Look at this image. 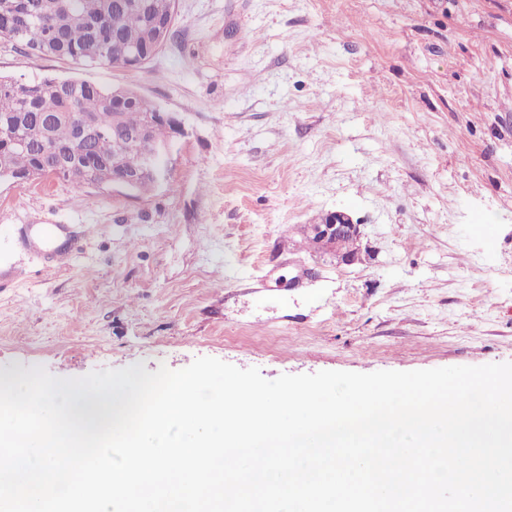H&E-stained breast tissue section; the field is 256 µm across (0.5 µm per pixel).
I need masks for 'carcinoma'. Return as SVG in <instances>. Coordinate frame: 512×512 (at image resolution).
<instances>
[{"label":"carcinoma","instance_id":"1","mask_svg":"<svg viewBox=\"0 0 512 512\" xmlns=\"http://www.w3.org/2000/svg\"><path fill=\"white\" fill-rule=\"evenodd\" d=\"M172 0H0V38L37 55L115 68L144 65L151 50L171 38ZM153 106L131 88H104L73 78L0 76V176L53 177L75 186L142 164L129 149L117 153L112 128H137ZM90 122L101 132L88 144L73 142V128ZM26 143L18 147L14 140ZM51 142L71 152L75 165L57 168Z\"/></svg>","mask_w":512,"mask_h":512}]
</instances>
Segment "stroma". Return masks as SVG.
Segmentation results:
<instances>
[{"mask_svg": "<svg viewBox=\"0 0 512 512\" xmlns=\"http://www.w3.org/2000/svg\"><path fill=\"white\" fill-rule=\"evenodd\" d=\"M128 85L179 128L146 193L0 182V375L214 357L268 379L512 362V0H177ZM361 258L315 254L328 212ZM83 249L48 267L29 225ZM311 235L318 250L328 251L335 256L336 264L351 265L355 263L358 255H345L337 250V243L344 237L360 239L359 224H354L352 217L345 211H332L322 216L316 224H309ZM305 240L311 247L313 239L308 231L304 230Z\"/></svg>", "mask_w": 512, "mask_h": 512, "instance_id": "stroma-1", "label": "stroma"}]
</instances>
